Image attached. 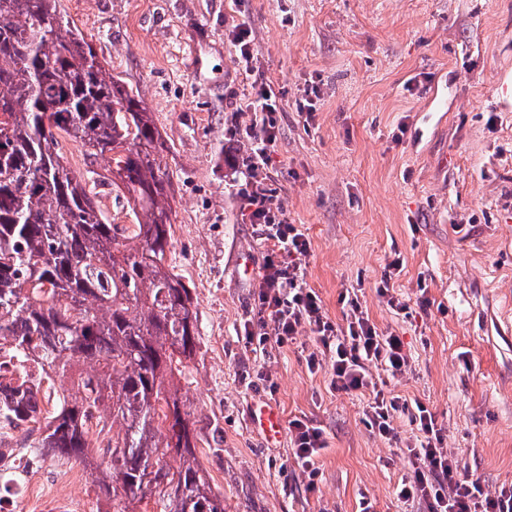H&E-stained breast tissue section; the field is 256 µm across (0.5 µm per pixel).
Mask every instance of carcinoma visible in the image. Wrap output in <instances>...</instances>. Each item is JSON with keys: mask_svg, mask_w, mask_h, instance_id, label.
Here are the masks:
<instances>
[{"mask_svg": "<svg viewBox=\"0 0 512 512\" xmlns=\"http://www.w3.org/2000/svg\"><path fill=\"white\" fill-rule=\"evenodd\" d=\"M107 163L136 223H109L74 174L60 134ZM151 113L60 9V0H0V346L35 355L76 393L44 413L28 389L10 413L43 422L31 447L99 470L113 498L154 512H224L196 457V433L174 383L199 345L188 287L167 263L170 180ZM119 431L95 461L91 422ZM180 466L167 469L169 449Z\"/></svg>", "mask_w": 512, "mask_h": 512, "instance_id": "obj_1", "label": "carcinoma"}]
</instances>
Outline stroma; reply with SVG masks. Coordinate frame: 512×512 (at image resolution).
<instances>
[{"instance_id":"obj_1","label":"stroma","mask_w":512,"mask_h":512,"mask_svg":"<svg viewBox=\"0 0 512 512\" xmlns=\"http://www.w3.org/2000/svg\"><path fill=\"white\" fill-rule=\"evenodd\" d=\"M114 78L151 113L171 183L169 263L197 308L200 344L176 376L200 438L196 455L224 512H402L407 469L370 431L365 397L330 392L310 373L311 332L262 355L238 334L264 245L242 223L224 164L232 94L250 91L227 35L253 32L264 81L280 93L274 186L311 242L307 281L334 322L361 287L372 320L415 360L396 392L427 403L463 474L488 493L512 483V0H61ZM199 53L201 69L191 65ZM319 89L316 112L298 111ZM248 255L249 266L238 259ZM395 287L427 313L403 317L377 295ZM271 373L275 390L246 388ZM326 432L316 491L288 435L268 442L257 403ZM402 265L403 261L400 262V257L394 258L387 264L376 288V293L384 299L389 309L397 315L403 313L406 317L412 315V308L409 304L410 298L408 300L404 299L401 294L397 293L394 283H391L393 276L400 273Z\"/></svg>"}]
</instances>
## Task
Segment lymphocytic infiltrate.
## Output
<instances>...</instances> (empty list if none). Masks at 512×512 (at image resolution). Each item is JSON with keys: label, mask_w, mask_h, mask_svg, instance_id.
<instances>
[{"label": "lymphocytic infiltrate", "mask_w": 512, "mask_h": 512, "mask_svg": "<svg viewBox=\"0 0 512 512\" xmlns=\"http://www.w3.org/2000/svg\"><path fill=\"white\" fill-rule=\"evenodd\" d=\"M238 108L251 113L250 124L240 126L233 117L226 131L230 137L246 140L249 150L244 157L229 154L225 160L236 176L235 196L242 220L256 227L265 245L250 314L239 328L241 336L264 353L295 344L303 330H310L320 347L306 359L309 372H326L330 391L339 394L370 391L364 410L368 427L388 443L401 444L408 466L395 490L400 502L425 507L426 512H512V484L501 486L491 496L480 480L462 476L448 450L446 429L435 412L422 400L389 389V382L414 372V357L401 336L376 325L357 289L341 296L345 307L342 322L331 321L318 292L308 284L302 263L311 242L300 225L289 219L276 190L269 186L273 179L271 149L280 131L279 96L269 84L257 79ZM401 268L397 259L387 264L377 295L398 314L427 310L430 300L426 285H419L412 303L397 293L392 279ZM377 370L385 373L387 385L374 384ZM400 415L407 416L415 430L407 443L393 425ZM288 433L294 463L305 478L307 490L315 491L321 475L317 460L327 446L325 432L311 420L295 418L288 423Z\"/></svg>", "instance_id": "f902f5d3"}]
</instances>
